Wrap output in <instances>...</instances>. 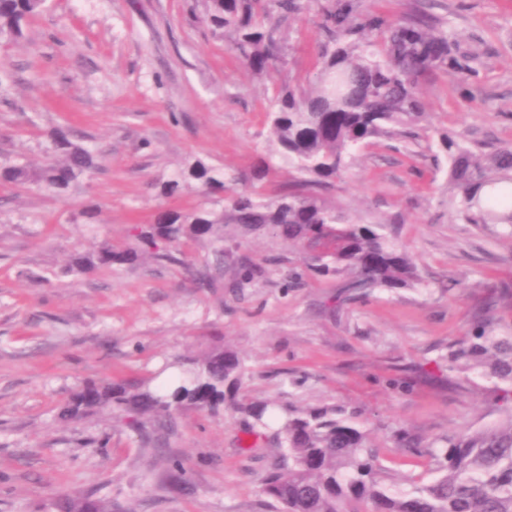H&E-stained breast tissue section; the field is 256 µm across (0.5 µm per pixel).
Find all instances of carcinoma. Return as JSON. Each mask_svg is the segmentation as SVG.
<instances>
[{
	"instance_id": "carcinoma-1",
	"label": "carcinoma",
	"mask_w": 512,
	"mask_h": 512,
	"mask_svg": "<svg viewBox=\"0 0 512 512\" xmlns=\"http://www.w3.org/2000/svg\"><path fill=\"white\" fill-rule=\"evenodd\" d=\"M46 0H0V38L18 40L27 18ZM323 36L316 74L305 87H284L269 100L267 123L274 149L235 188L230 177L201 159L157 184L174 197L197 185L208 197L192 211L160 209L150 224L134 228L125 246L106 244L77 257L67 272L93 274L136 266L145 259L179 265L200 288H241L263 269L243 257L224 281V239L231 227L244 237L263 236L303 250L310 272L340 280L328 309L368 292L422 285L417 266L387 224H355L324 198L364 145L394 138L419 124L421 88L437 74H477L475 55L425 12L393 19L362 10L363 0H310ZM304 9L303 0H206L203 21L222 33L240 62L262 77L282 50V26ZM52 157L38 168L0 164V182L68 193L96 168L94 152L63 129L48 134ZM448 156V208L468 224H502L512 233V147L480 160L465 141L442 137ZM293 169L292 186L265 193L273 161ZM188 241L211 249L214 260L193 265L181 257ZM448 372L492 382L490 395L508 405L506 421L458 437L428 452L437 476L401 487L379 463L356 410L340 405L290 406L274 434L276 450L262 478V494L279 512H512V322L493 321L490 308L475 316L469 336L448 346ZM179 374L165 383L92 384L74 393L63 419L118 412L148 442L169 431L187 409L221 407L265 425L275 406L240 396L245 368L240 354L215 345L197 359H178ZM86 498L61 495L55 512H83Z\"/></svg>"
}]
</instances>
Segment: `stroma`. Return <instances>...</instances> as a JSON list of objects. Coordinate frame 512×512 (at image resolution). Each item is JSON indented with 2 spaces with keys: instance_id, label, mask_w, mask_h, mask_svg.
<instances>
[{
  "instance_id": "stroma-1",
  "label": "stroma",
  "mask_w": 512,
  "mask_h": 512,
  "mask_svg": "<svg viewBox=\"0 0 512 512\" xmlns=\"http://www.w3.org/2000/svg\"><path fill=\"white\" fill-rule=\"evenodd\" d=\"M420 7L477 52L478 74L430 78L431 135L368 145L326 198L358 223L390 225L423 285L376 290L334 313L335 280L269 240L225 244V278L239 256L264 269L238 293L195 287L182 267L153 261L61 273L101 243L128 242L157 209L205 204L194 187L172 198L154 190L183 164L250 175L266 150L268 99L315 72L316 10L285 26L270 80L201 22L204 0H48L22 39L0 41V162L42 165L56 128L101 155L63 197L0 184V512H52L61 491L118 512H273L260 492L270 443L245 434L231 410L179 414L157 444L117 414L58 417L85 384L156 379L218 343L244 359L248 399L360 410L399 478L425 473L428 458L396 447L397 432L427 447L506 418L483 388L448 381L449 343L469 333L492 289L512 287V236L449 214L441 138L486 152L512 145V0H365L389 17ZM90 203L95 224L80 215ZM292 270L302 279L288 288Z\"/></svg>"
}]
</instances>
